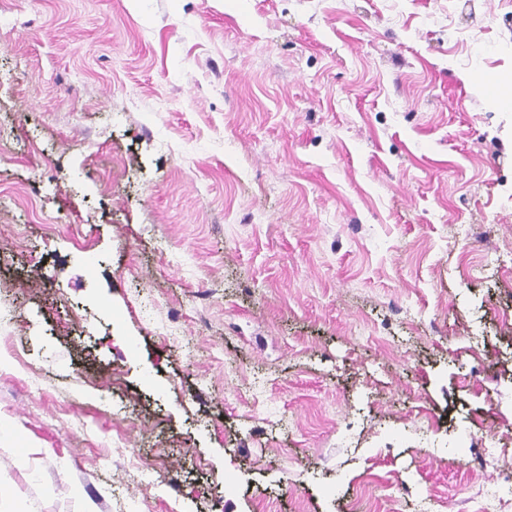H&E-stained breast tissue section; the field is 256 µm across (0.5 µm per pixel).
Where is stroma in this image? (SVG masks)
Listing matches in <instances>:
<instances>
[{
  "instance_id": "1",
  "label": "stroma",
  "mask_w": 512,
  "mask_h": 512,
  "mask_svg": "<svg viewBox=\"0 0 512 512\" xmlns=\"http://www.w3.org/2000/svg\"><path fill=\"white\" fill-rule=\"evenodd\" d=\"M6 2L0 512H469L512 0Z\"/></svg>"
}]
</instances>
